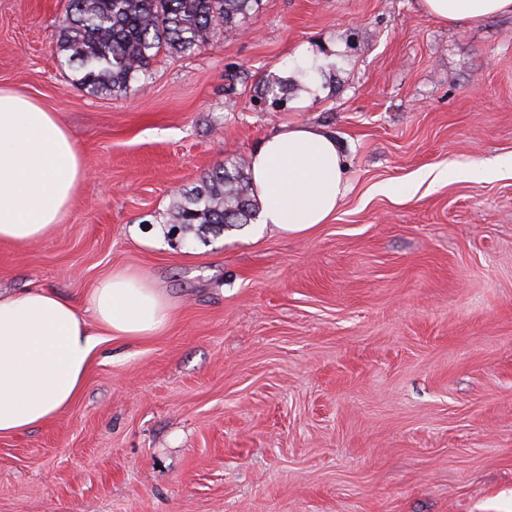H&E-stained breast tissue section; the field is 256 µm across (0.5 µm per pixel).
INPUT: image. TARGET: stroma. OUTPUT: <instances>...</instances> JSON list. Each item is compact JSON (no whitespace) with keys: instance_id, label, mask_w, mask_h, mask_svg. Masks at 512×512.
<instances>
[{"instance_id":"35a3bbf8","label":"stroma","mask_w":512,"mask_h":512,"mask_svg":"<svg viewBox=\"0 0 512 512\" xmlns=\"http://www.w3.org/2000/svg\"><path fill=\"white\" fill-rule=\"evenodd\" d=\"M64 17L0 0V87L56 113L86 169L58 231L0 243V290L78 299L129 267L174 309L160 335L104 343L71 407L0 437V512H512V174L404 190L512 155V16L261 0L118 96L59 66ZM304 44L337 50L315 91ZM276 79L284 104H261ZM292 124L343 148L328 223L167 224L174 191Z\"/></svg>"}]
</instances>
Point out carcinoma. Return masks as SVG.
<instances>
[{"label": "carcinoma", "mask_w": 512, "mask_h": 512, "mask_svg": "<svg viewBox=\"0 0 512 512\" xmlns=\"http://www.w3.org/2000/svg\"><path fill=\"white\" fill-rule=\"evenodd\" d=\"M260 0H66L65 25L53 36L60 64L93 95L144 89L162 51L191 56L226 27L256 12ZM243 161L208 171L178 193L170 223L219 233L254 219Z\"/></svg>", "instance_id": "carcinoma-1"}]
</instances>
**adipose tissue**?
<instances>
[{
  "label": "adipose tissue",
  "instance_id": "adipose-tissue-1",
  "mask_svg": "<svg viewBox=\"0 0 512 512\" xmlns=\"http://www.w3.org/2000/svg\"><path fill=\"white\" fill-rule=\"evenodd\" d=\"M445 22L512 15V0H418ZM345 157L321 128L294 125L250 156L260 222L287 234L327 223L350 187ZM85 177L81 156L56 113L0 87V242L24 244L60 229ZM172 302L141 273L121 268L81 299L54 289L0 291V436L39 426L80 394L102 343L159 335Z\"/></svg>",
  "mask_w": 512,
  "mask_h": 512
}]
</instances>
